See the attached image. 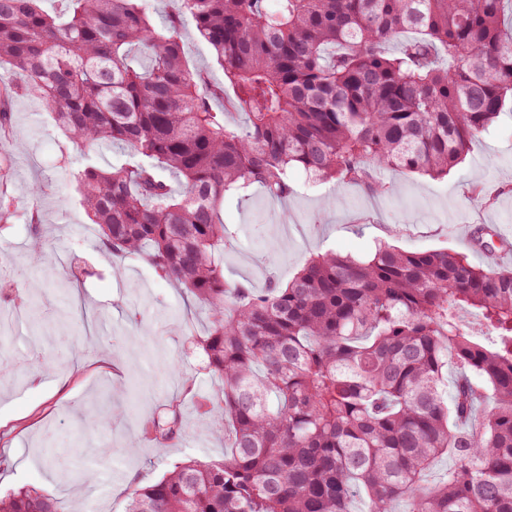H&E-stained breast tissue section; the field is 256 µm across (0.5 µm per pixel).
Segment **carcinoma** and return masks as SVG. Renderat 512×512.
<instances>
[{"label":"carcinoma","mask_w":512,"mask_h":512,"mask_svg":"<svg viewBox=\"0 0 512 512\" xmlns=\"http://www.w3.org/2000/svg\"><path fill=\"white\" fill-rule=\"evenodd\" d=\"M43 2L0 0L15 75L0 130L30 92L75 142L134 157L79 170L82 204L113 254L209 309L192 344L221 380L207 413L232 425L230 456L176 465L126 512H351L356 496L366 512H512V271L380 243L366 260L317 254L256 293L224 279L220 217L230 190L288 196L292 169L376 194L383 171L447 176L512 111V0H170L164 26L147 0H65L62 17ZM187 17L220 87L186 62ZM226 88L241 125L212 107ZM182 429L173 401L144 433L165 445ZM445 455L454 467L429 481ZM0 512L60 510L28 486Z\"/></svg>","instance_id":"1"}]
</instances>
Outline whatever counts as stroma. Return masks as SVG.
I'll use <instances>...</instances> for the list:
<instances>
[{"label": "stroma", "instance_id": "stroma-1", "mask_svg": "<svg viewBox=\"0 0 512 512\" xmlns=\"http://www.w3.org/2000/svg\"><path fill=\"white\" fill-rule=\"evenodd\" d=\"M185 57L209 84L224 72L191 21H184ZM0 164L8 167L12 215L0 224V312L12 315L0 337V494L34 486L54 495L61 512H124L131 490L159 480L175 463L219 460L231 442L215 438L202 401L220 385L202 369L190 338L208 314L178 285L160 279L140 256L118 258L104 247L81 204L74 179L87 162L120 165L118 147L83 146L59 130L41 99L18 95ZM389 193L292 172L294 191L270 198L261 188L226 193L224 277L256 289L288 281L307 260L329 250L357 259L382 242L409 251L451 248L475 263L483 228L512 229V114L473 143L448 177L384 173ZM42 193L32 197V185ZM483 195H475L474 186ZM42 236V262L29 243ZM195 378L192 394L182 392ZM181 398L183 433L159 446L144 426L172 398ZM107 404L120 418L102 428ZM138 448H130V439ZM111 448V467L96 448Z\"/></svg>", "mask_w": 512, "mask_h": 512}]
</instances>
